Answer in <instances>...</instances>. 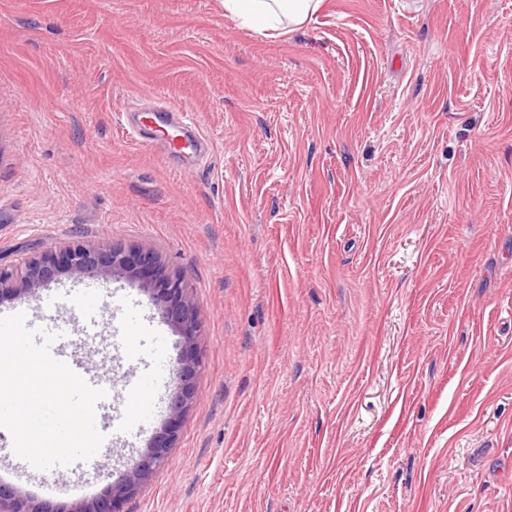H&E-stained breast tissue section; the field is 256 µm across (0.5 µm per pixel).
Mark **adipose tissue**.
<instances>
[{"instance_id":"ef3b65f1","label":"adipose tissue","mask_w":512,"mask_h":512,"mask_svg":"<svg viewBox=\"0 0 512 512\" xmlns=\"http://www.w3.org/2000/svg\"><path fill=\"white\" fill-rule=\"evenodd\" d=\"M323 0H224V13L260 32L291 30L309 21Z\"/></svg>"}]
</instances>
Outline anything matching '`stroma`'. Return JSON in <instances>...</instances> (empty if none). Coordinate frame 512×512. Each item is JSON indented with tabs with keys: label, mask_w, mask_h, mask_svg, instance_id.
<instances>
[{
	"label": "stroma",
	"mask_w": 512,
	"mask_h": 512,
	"mask_svg": "<svg viewBox=\"0 0 512 512\" xmlns=\"http://www.w3.org/2000/svg\"><path fill=\"white\" fill-rule=\"evenodd\" d=\"M156 101L203 161L141 148ZM143 247L200 319L192 404L125 512H512V0H324L268 36L223 0H0V264L68 242ZM80 300L77 311L55 294ZM132 401L130 351L173 350L138 280L60 268L0 301ZM92 472L104 491L165 422ZM159 110L155 112L162 113L164 125L181 133V129L186 126L196 130V125L190 114L180 109L171 108L164 104H159Z\"/></svg>",
	"instance_id": "stroma-1"
}]
</instances>
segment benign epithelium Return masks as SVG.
<instances>
[{"label": "benign epithelium", "instance_id": "7a95c632", "mask_svg": "<svg viewBox=\"0 0 512 512\" xmlns=\"http://www.w3.org/2000/svg\"><path fill=\"white\" fill-rule=\"evenodd\" d=\"M62 261L74 271L93 272L105 281L122 276L147 280L153 285L150 289L152 299L160 305L165 319L179 334L169 417L145 451L137 455L126 472L111 482L104 493L61 508L17 487L0 483V512H123V503L138 492L166 459L195 393L200 321L181 274L169 271L161 257L149 249H102L67 243L24 262L16 272L0 267V300L7 295L32 293L50 282Z\"/></svg>", "mask_w": 512, "mask_h": 512}]
</instances>
